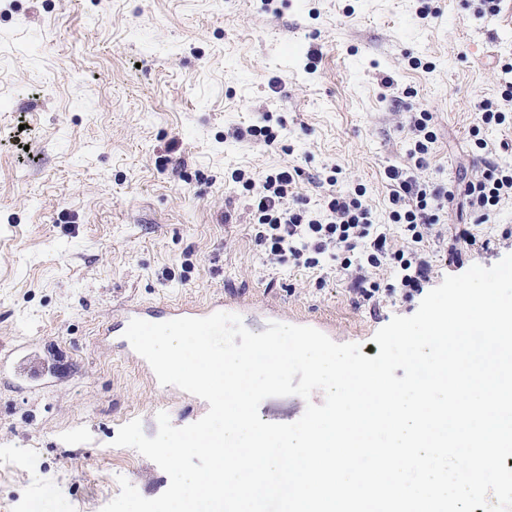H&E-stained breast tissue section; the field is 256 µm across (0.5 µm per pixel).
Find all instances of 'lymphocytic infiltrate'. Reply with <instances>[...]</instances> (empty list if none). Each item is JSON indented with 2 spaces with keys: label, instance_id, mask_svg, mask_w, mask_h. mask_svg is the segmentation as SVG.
Segmentation results:
<instances>
[{
  "label": "lymphocytic infiltrate",
  "instance_id": "lymphocytic-infiltrate-1",
  "mask_svg": "<svg viewBox=\"0 0 512 512\" xmlns=\"http://www.w3.org/2000/svg\"><path fill=\"white\" fill-rule=\"evenodd\" d=\"M433 115L422 111L409 121L413 146L411 165L388 167L391 223L404 231L402 244H392L376 224L373 209L362 188L337 191L336 176H328L333 188L319 209H311L299 190L298 168L282 166L260 180L235 173L249 194V214L255 240L264 246L271 264H295L308 269L323 268L325 261L339 262L351 277L353 293L366 301L379 292L410 298L421 292L432 278L433 266L424 249L429 239L444 235L442 226L449 202L462 197L471 221L455 225L448 246L449 262H459L468 251L488 248L478 239L475 226L492 223L499 205L512 199V165L500 163L495 149L483 138L490 127L512 126V82H507L500 101L484 100L478 106L476 122L469 135L481 155V168L475 175L451 190L447 184L420 178L429 165L437 136Z\"/></svg>",
  "mask_w": 512,
  "mask_h": 512
}]
</instances>
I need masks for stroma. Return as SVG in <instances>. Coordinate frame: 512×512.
Returning a JSON list of instances; mask_svg holds the SVG:
<instances>
[{
  "mask_svg": "<svg viewBox=\"0 0 512 512\" xmlns=\"http://www.w3.org/2000/svg\"><path fill=\"white\" fill-rule=\"evenodd\" d=\"M0 0V348L31 343L55 371L31 391L0 377V512H101L126 478L145 498L167 474L119 428L147 436L209 405L154 387L102 343L130 304L235 298L253 332L295 314L326 318L338 343L379 353L375 333L422 300L357 301L333 269L272 266L235 170L299 167L309 198L337 175L362 185L387 221L384 170L407 162L405 115L434 116L427 177L461 182L480 166L469 129L498 99L512 57V0L476 17L461 0ZM318 57H311V50ZM278 147L240 139L264 113ZM176 154H169L170 143ZM432 285L491 267L512 242L457 264L429 248ZM310 399L270 397L262 420L292 423Z\"/></svg>",
  "mask_w": 512,
  "mask_h": 512,
  "instance_id": "35a3bbf8",
  "label": "stroma"
}]
</instances>
